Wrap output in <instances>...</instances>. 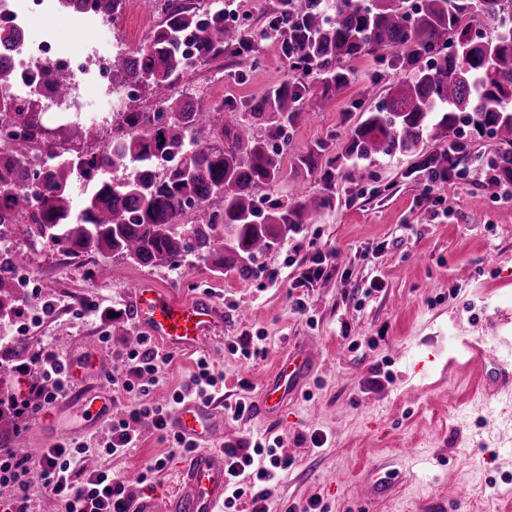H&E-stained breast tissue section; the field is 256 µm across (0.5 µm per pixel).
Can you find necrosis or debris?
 <instances>
[{"label": "necrosis or debris", "instance_id": "4bbe7bcc", "mask_svg": "<svg viewBox=\"0 0 512 512\" xmlns=\"http://www.w3.org/2000/svg\"><path fill=\"white\" fill-rule=\"evenodd\" d=\"M48 3L49 0H0V60L21 78L18 84L0 86V99L23 102L35 90L42 68L58 67L71 75L72 88L64 98L43 99L44 109L57 113L67 124L89 123L98 130L111 131L113 123L120 121L131 94L129 87L112 86V55L124 51L126 44L120 40L107 48L97 44L74 58L52 33H43L37 39L27 36L30 14L46 11ZM90 89L104 100L103 108L95 111L86 108V92Z\"/></svg>", "mask_w": 512, "mask_h": 512}]
</instances>
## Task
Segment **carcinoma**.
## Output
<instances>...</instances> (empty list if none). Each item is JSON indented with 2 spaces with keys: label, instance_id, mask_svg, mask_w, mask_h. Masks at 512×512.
<instances>
[{
  "label": "carcinoma",
  "instance_id": "carcinoma-1",
  "mask_svg": "<svg viewBox=\"0 0 512 512\" xmlns=\"http://www.w3.org/2000/svg\"><path fill=\"white\" fill-rule=\"evenodd\" d=\"M120 0H58L69 13H93L110 20ZM163 18L150 43L113 62L126 84L172 88L184 75L229 53L249 71L258 64L256 39L245 25L224 24V9L173 6L147 0ZM276 0L272 27L291 77L249 105V119L218 126L209 112L194 107L184 93L159 96L143 111L128 107L121 135L112 149L85 153L74 161L45 143V168L27 165L32 141L11 136L0 151V228L26 225V233L65 253L120 256L140 267L177 265L193 254L222 274L235 269L247 279L256 256L273 249L297 224H314L336 200V163L417 150L426 139L441 149L420 166L448 171V161L472 160L467 140L488 135L498 142L487 169L512 175V0ZM481 13L492 36L470 35L464 19ZM196 36L195 53L180 50L184 33ZM363 56L391 58L408 77L394 85L350 127L343 153L330 156V142L317 141L294 162L300 180L288 201L255 190L276 182L288 150L286 130L321 111L332 91L349 84L351 63ZM42 89L57 95L70 86L62 70L40 75ZM135 133L124 132V126ZM221 144H216V141ZM164 165L157 175L154 167ZM81 168L124 172L112 182L100 179L83 201L74 203L71 178ZM322 173V196L308 193L304 176ZM218 198L221 206L210 208ZM204 215L180 232L193 211ZM231 235L224 236V230ZM23 253H0V315L17 301L16 271ZM29 339L14 336L0 347V369L25 370Z\"/></svg>",
  "mask_w": 512,
  "mask_h": 512
}]
</instances>
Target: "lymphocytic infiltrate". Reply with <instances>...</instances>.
<instances>
[{"mask_svg": "<svg viewBox=\"0 0 512 512\" xmlns=\"http://www.w3.org/2000/svg\"><path fill=\"white\" fill-rule=\"evenodd\" d=\"M171 352L160 350L149 340H142L139 347L126 352L123 366L112 374L109 383L115 391H132L136 380H158L165 367L172 364ZM43 384L34 391L40 406L46 407L66 399L72 391L68 364L49 346H41L33 358ZM224 388V376L215 371L207 358L196 360V369L188 380L177 388L167 404L141 402L129 411L127 417L112 418L107 423L108 438L102 447L107 455H122L136 447L139 438L133 425L140 418H151L159 432L160 441L170 445L180 455L195 452L193 441L185 439L171 428V415L185 397L202 401L213 400ZM280 439L262 438L243 448L224 451L225 508H233L243 496H250L251 512H270L269 500L289 463L280 456ZM87 444L59 442L44 448L38 454H18L0 451V486L9 493L0 499V512H29L32 484L51 492L60 502L63 512H134V497L128 486L111 471L92 469L86 464Z\"/></svg>", "mask_w": 512, "mask_h": 512, "instance_id": "f902f5d3", "label": "lymphocytic infiltrate"}]
</instances>
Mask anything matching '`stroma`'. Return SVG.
Wrapping results in <instances>:
<instances>
[{"instance_id":"stroma-1","label":"stroma","mask_w":512,"mask_h":512,"mask_svg":"<svg viewBox=\"0 0 512 512\" xmlns=\"http://www.w3.org/2000/svg\"><path fill=\"white\" fill-rule=\"evenodd\" d=\"M228 18L261 37L258 66L239 74L231 57L183 78L177 92L201 108H216L219 122L244 117L248 102L288 76L280 38L269 30L275 0H223ZM97 17L64 12L31 15L32 33L53 32L66 49L80 51L96 38ZM390 62L363 57L352 64L350 83L325 108L291 130L289 156L321 139L340 154L361 110L404 80ZM436 145L392 158L337 167L336 203L319 223L301 225L279 245L256 257L254 273L218 275L208 262L187 257L179 265L142 268L121 258L74 256L31 240L16 225V246L31 257V286L16 325L34 346L49 345L71 372L99 364L119 367L139 343L131 308L137 284L152 280L189 298L210 295L221 312L214 333L199 350L175 354L148 396L167 402L206 354L224 375L219 404L256 401L273 378L279 359L316 338L320 365L300 394L276 418L252 414L224 421V445L245 446L265 433L278 435L290 466L269 501L272 512L320 499L325 512H504L512 503V400L486 395L485 373L512 354V200L487 185L469 165L453 189L427 190L419 170ZM323 255L322 275L310 287L295 280ZM382 288L369 291L371 279ZM301 298L305 313L292 308ZM89 302L111 305L114 316L85 314ZM53 304L51 314L28 321L29 308ZM262 335V349L245 360L231 350L246 336ZM485 356H465V343ZM79 397L40 410L22 430L16 447L38 453L63 440H83L87 463L111 470L137 495L164 498L178 490L180 455H169L151 419L135 426L139 444L120 457L98 451L106 426L83 419ZM326 438L313 447L312 433ZM168 455L166 467L140 484L152 458Z\"/></svg>"}]
</instances>
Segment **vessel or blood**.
<instances>
[{
	"mask_svg": "<svg viewBox=\"0 0 512 512\" xmlns=\"http://www.w3.org/2000/svg\"><path fill=\"white\" fill-rule=\"evenodd\" d=\"M137 327L158 344L175 352L194 349L210 336L217 317L211 297L200 294L189 299L152 281H142L132 292ZM317 364L313 345L305 343L289 353L270 380L257 407L261 415L276 416L289 397L297 394ZM483 387L491 394L512 395V360L495 362ZM174 427L199 444L200 450L183 461L181 486L165 501L150 498L140 502L138 512H222L224 508V414L214 403L188 401L174 418Z\"/></svg>",
	"mask_w": 512,
	"mask_h": 512,
	"instance_id": "1",
	"label": "vessel or blood"
}]
</instances>
